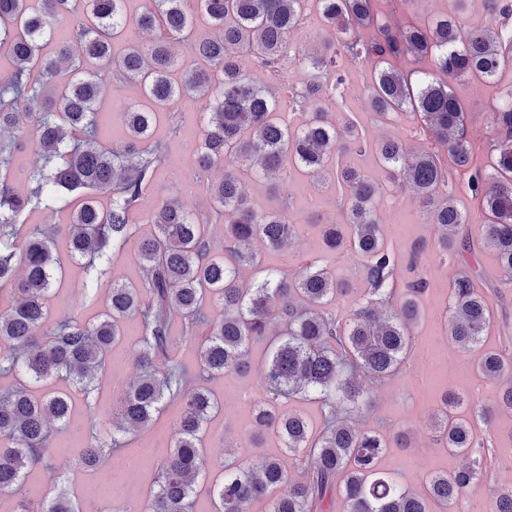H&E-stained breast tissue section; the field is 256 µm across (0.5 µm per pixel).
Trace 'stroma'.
<instances>
[{"instance_id":"obj_1","label":"stroma","mask_w":512,"mask_h":512,"mask_svg":"<svg viewBox=\"0 0 512 512\" xmlns=\"http://www.w3.org/2000/svg\"><path fill=\"white\" fill-rule=\"evenodd\" d=\"M449 0H381V10L399 21L417 24L430 22L436 15L448 12ZM318 14L305 12L298 30L290 36L293 49L284 63L282 77L273 78L259 68L250 53H241L238 64L243 73L257 83L274 87L279 98V117L283 124L294 126L301 119L299 105L293 104L286 88L300 83L302 66L298 54L312 52L329 39ZM339 69L346 77L341 89L342 104L327 102L328 113L344 109L354 113L364 128L369 149L349 151L347 163L382 185V194L376 210L381 220L386 247L398 259V277L407 279V263L411 247L419 242L428 249L418 262L417 272L424 277L429 288L423 299L424 316L414 330L415 342L402 371L376 389L373 405L361 424L379 429L386 437L406 433L409 445L389 449L382 461L385 472L393 474L401 484L421 490L428 477L457 470L464 462L462 456L448 453L435 440L434 423L445 393L454 391L474 396L482 405L494 406L500 391L495 381L479 382L472 375V363L486 348L512 356V285L505 276L490 249H478L473 261L479 271L483 289L493 309V324L483 336L479 347L470 352L457 349L451 340L446 310L450 302L449 282L457 268L454 258L443 257L435 246L439 231L427 220L422 208L404 188L401 181L391 179L376 162L372 147L381 137L393 136L403 140L411 149L430 147L416 130L409 114L383 121L367 106L361 93L370 79V72L361 65L343 61ZM453 90L467 112V131L484 153H491L496 142L492 112L495 108L493 90L474 79L454 83ZM103 113L100 120L109 132L104 138L108 147H118L124 138L122 114L139 102L140 97L129 88H116L111 74L103 76L101 95ZM176 108L182 121L180 134H172L167 119H160L154 136L167 145L169 160L159 168L149 190L156 198H179L187 183H195V193L188 203L209 215L207 233L214 248L224 244V218L217 215L212 204L208 183L195 182L192 147L203 125L207 103L201 99H181ZM243 184L249 199L257 209L280 211L295 224L296 233L286 250L263 251L265 264L270 268L288 267L297 272L308 259H319L322 265L334 271L337 278L349 280L352 291L348 298L332 303V310L347 313L365 291L363 275L357 257L349 250L328 249L322 238V225L332 222L346 224L348 203L339 194L331 172L315 178L295 168H285L274 175L272 182H261L244 177ZM133 234L124 245L111 249L104 268L102 285L112 282H138L141 269L137 262V246L142 239L153 236L157 228L149 209H141L132 217ZM62 258V273L47 304L50 308L49 324L80 315L93 322L106 309L104 293L88 297L84 286L91 271L85 262L71 259L67 239L58 236L55 242ZM136 320H129L126 336L112 357V369L100 376L91 401L76 399L67 426L51 424L50 431L56 445L53 456L45 467L32 469L26 484L42 489L47 497H54L60 488L70 490L82 503L84 512H147L149 493L157 466L171 451L172 434L179 418L178 402L167 403L156 422L148 429L130 435L124 448L109 457L103 467L95 471L79 469L74 462L70 446L74 433H88L91 425L103 417L111 416L114 401L120 390L133 379L136 368L134 353L138 346L135 333ZM267 347L252 346L251 369L248 373L228 375L207 381L206 386L218 400L220 408L208 423L206 448V485L196 495L195 512H211L208 485L221 479V465L227 449L237 451L239 461L250 458L282 455L275 438L264 440L260 447L246 442L251 420V408L262 392V365ZM490 461L487 472L473 492L463 500L465 512H486L489 499L496 489L512 486V413L499 412L487 438Z\"/></svg>"}]
</instances>
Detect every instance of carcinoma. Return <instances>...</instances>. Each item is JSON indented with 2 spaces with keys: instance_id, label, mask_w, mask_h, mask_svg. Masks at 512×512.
<instances>
[{
  "instance_id": "cac0c4a2",
  "label": "carcinoma",
  "mask_w": 512,
  "mask_h": 512,
  "mask_svg": "<svg viewBox=\"0 0 512 512\" xmlns=\"http://www.w3.org/2000/svg\"><path fill=\"white\" fill-rule=\"evenodd\" d=\"M465 0H452L450 14L422 27L381 20L379 0H314L323 24L334 35L305 58L304 78L295 102L307 109L299 126L278 123V102L269 88L255 84L237 58L251 53L277 77L288 53V37L302 19L307 0H149L136 27L154 38L130 44L118 59L112 41L128 28L126 0H0V50L13 69L0 76V290L10 287L14 305L0 312V375L25 377L29 384L0 391V494L24 484L28 471L48 464L53 451L48 422L67 423L72 398L33 388L63 380L90 399L98 375L121 341L126 319H138L140 337L136 377L124 389L112 420L95 422L89 439H80L78 467L93 471L120 451L130 434L148 427L165 401L178 400L173 449L155 477L148 512H192L195 482L204 464L206 426L218 401L200 382L249 367L248 352L268 346L262 394L254 405L253 438L274 437L295 459L288 470L277 457L224 464V479L212 488L213 512H249L255 499H268L269 512H324L336 495L348 512H455L486 473L487 448L477 422L490 431L495 410L512 412V363L497 352L475 363L478 378L504 381L496 409L474 404L460 411L462 399L450 393L438 413V442L468 463L428 478L412 491L380 466L390 444L376 430L362 429L354 415L371 404L372 385L400 371L421 315L429 284L421 276L404 285L394 303L397 259L382 242L375 202L379 183L346 165V150L362 148L357 117L338 127L321 107L343 84L321 76L336 70L345 55L374 69L364 89L374 113L391 120L409 112L432 147L412 152L397 139L376 146L377 163L403 176L405 187L425 208L441 237L438 247L452 251L465 211L451 193L441 194L452 171L467 176V189L482 212V235L496 253L506 282L512 283V86L500 87L504 68L512 69V31L496 25L512 17V0H486L490 22L469 25L459 13ZM197 15L211 22L209 33L194 34ZM52 43L55 50L42 53ZM198 58L200 66L173 78L176 51ZM411 55L434 63L412 81L397 66ZM115 69L121 84L140 91L145 109L123 113V147L108 150L97 116L101 73ZM476 78L496 90L493 113L495 154L479 162L468 135L465 111L452 89ZM184 96L204 99L208 116L193 151L195 173L203 177L232 156L256 177L288 162L314 176L332 166L336 186L348 202L351 237L336 224L323 225V241L338 251L348 246L360 258L366 283L348 318L326 306L351 291L318 261L298 276L285 268L267 269L250 243L280 250L296 225L280 212L256 210L242 189L240 173L228 171L212 185V199L224 211V250L216 252L205 224L208 216L177 200L160 199L152 211L157 234L139 242L137 284L114 281L107 312L97 321L70 318L46 328V301L61 263L55 238L61 225L29 227L33 212L67 214L70 254L86 258L95 270L111 248L132 234L130 217L145 200V189L165 160L151 128L160 112L175 111ZM43 165L14 172L15 158L27 148ZM110 205L99 207L97 197ZM254 278L245 283L242 270ZM450 336L463 352L477 346L492 322L489 298L475 271L461 268L450 283ZM213 303L221 317L205 313ZM182 339L200 338L201 370L190 374L179 362L174 318ZM294 397L321 403L318 428L278 406ZM18 512H83L62 491L45 501L32 492ZM488 512H512V489L489 500Z\"/></svg>"
}]
</instances>
